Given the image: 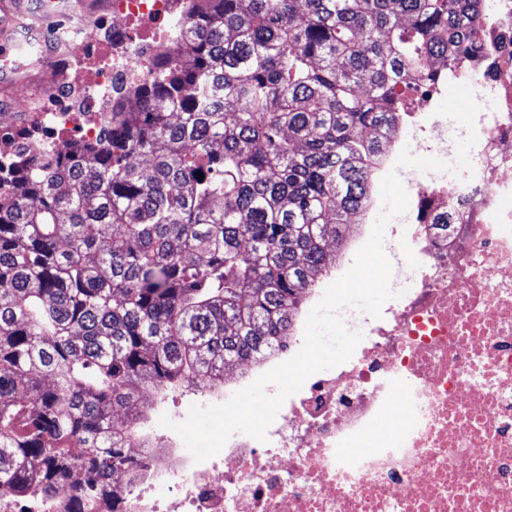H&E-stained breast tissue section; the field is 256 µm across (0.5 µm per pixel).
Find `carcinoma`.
Here are the masks:
<instances>
[{
	"instance_id": "cac0c4a2",
	"label": "carcinoma",
	"mask_w": 512,
	"mask_h": 512,
	"mask_svg": "<svg viewBox=\"0 0 512 512\" xmlns=\"http://www.w3.org/2000/svg\"><path fill=\"white\" fill-rule=\"evenodd\" d=\"M185 8L192 65L127 86L143 111L111 113L95 148L0 166V496L122 512L110 479L151 464L127 454L143 412L119 413L296 334L409 97L440 92L435 63L490 22L484 0Z\"/></svg>"
}]
</instances>
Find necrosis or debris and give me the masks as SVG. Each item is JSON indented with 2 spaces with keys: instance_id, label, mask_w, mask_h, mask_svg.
<instances>
[{
  "instance_id": "1",
  "label": "necrosis or debris",
  "mask_w": 512,
  "mask_h": 512,
  "mask_svg": "<svg viewBox=\"0 0 512 512\" xmlns=\"http://www.w3.org/2000/svg\"><path fill=\"white\" fill-rule=\"evenodd\" d=\"M183 0H107L102 21L58 26L74 53L44 107L0 114V159L39 133L52 154L98 141L118 80L188 65L173 21ZM474 26L488 57L456 67L477 100L471 176L408 180L413 206L394 282L405 291L336 371L312 376L266 441L215 458L134 448L154 468L128 512H512V0ZM447 223L437 232L438 223ZM406 414L390 420L395 403Z\"/></svg>"
}]
</instances>
